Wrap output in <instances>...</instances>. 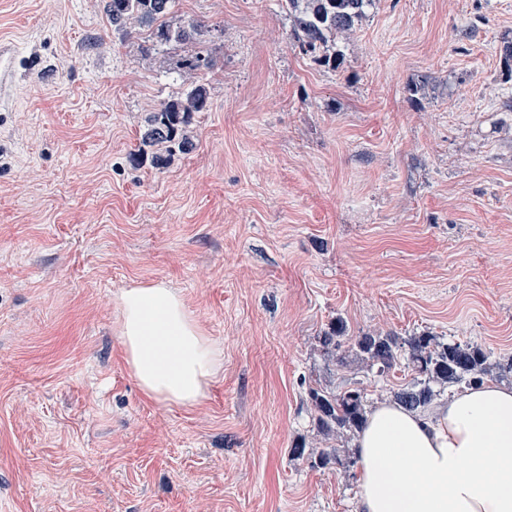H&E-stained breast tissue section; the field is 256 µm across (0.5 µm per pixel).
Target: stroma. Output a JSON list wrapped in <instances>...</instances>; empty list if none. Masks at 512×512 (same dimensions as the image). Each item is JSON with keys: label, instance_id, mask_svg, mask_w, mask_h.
I'll list each match as a JSON object with an SVG mask.
<instances>
[{"label": "stroma", "instance_id": "35a3bbf8", "mask_svg": "<svg viewBox=\"0 0 512 512\" xmlns=\"http://www.w3.org/2000/svg\"><path fill=\"white\" fill-rule=\"evenodd\" d=\"M169 20L207 31L159 48L103 0H0V512H356L355 436L318 433L308 389L371 408L412 371L350 337L476 343L512 385V0H378L336 72L281 0ZM201 47L212 67L181 68ZM197 84L193 149L135 163L145 115ZM155 282L221 353L193 406L125 360L116 297ZM400 345L398 336L365 332L355 336L351 349L357 355L373 360L378 370L385 373L396 363L400 355Z\"/></svg>", "mask_w": 512, "mask_h": 512}]
</instances>
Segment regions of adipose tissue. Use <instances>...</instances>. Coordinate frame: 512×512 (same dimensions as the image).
Here are the masks:
<instances>
[{"label": "adipose tissue", "mask_w": 512, "mask_h": 512, "mask_svg": "<svg viewBox=\"0 0 512 512\" xmlns=\"http://www.w3.org/2000/svg\"><path fill=\"white\" fill-rule=\"evenodd\" d=\"M119 336L140 388L163 404L200 402L220 354L165 283L118 295ZM357 512H512V386L487 382L425 412L383 402L354 440Z\"/></svg>", "instance_id": "obj_1"}]
</instances>
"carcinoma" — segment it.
Returning <instances> with one entry per match:
<instances>
[{"mask_svg": "<svg viewBox=\"0 0 512 512\" xmlns=\"http://www.w3.org/2000/svg\"><path fill=\"white\" fill-rule=\"evenodd\" d=\"M105 13L112 29L129 34L137 26H154L152 32L160 44L180 43L202 32V24L190 21L173 25L167 21L176 0H104ZM293 16V33L302 48L320 65L336 71L345 64V52L336 47V34L354 29L355 19L370 10L376 0H309L306 14L295 15L298 0H282ZM190 71L210 67V57L199 52L181 61ZM209 109V97L204 86H195L182 95L162 102L146 115L141 133V145L154 151L153 160L166 165L192 146V118ZM409 365L413 378L393 392L394 402L411 411H425L435 403L441 391L435 386L461 387L479 384L488 375L487 356L471 344H441L428 335L413 336L409 341ZM352 351L373 360L378 370L392 369L399 356V338L390 334L365 332L353 339ZM317 430L334 436L339 432L355 431L365 421V404L361 390L347 388H311L308 391Z\"/></svg>", "mask_w": 512, "mask_h": 512, "instance_id": "cac0c4a2", "label": "carcinoma"}]
</instances>
